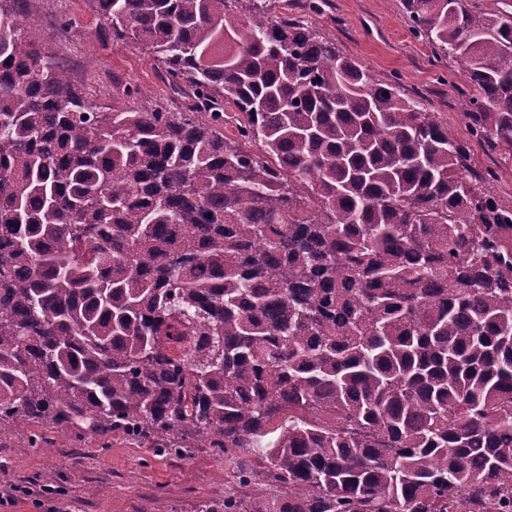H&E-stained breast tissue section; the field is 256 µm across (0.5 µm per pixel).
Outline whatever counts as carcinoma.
Segmentation results:
<instances>
[{
	"label": "carcinoma",
	"instance_id": "1",
	"mask_svg": "<svg viewBox=\"0 0 512 512\" xmlns=\"http://www.w3.org/2000/svg\"><path fill=\"white\" fill-rule=\"evenodd\" d=\"M0 0V427L220 448L198 512H512V209L274 0H93L183 111L104 112ZM512 151V11L403 0ZM240 112L238 139L224 112Z\"/></svg>",
	"mask_w": 512,
	"mask_h": 512
}]
</instances>
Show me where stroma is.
Listing matches in <instances>:
<instances>
[{"mask_svg":"<svg viewBox=\"0 0 512 512\" xmlns=\"http://www.w3.org/2000/svg\"><path fill=\"white\" fill-rule=\"evenodd\" d=\"M288 12L300 13L295 0ZM303 16L374 81L398 83L466 142L469 173L494 171L485 188L512 207V152L471 138L462 116L471 86L456 62L433 61L428 42L412 33L402 0H324L320 11ZM22 20L27 36L92 102L178 108L152 54L133 40L113 43L91 0H26ZM234 486L233 469L217 448L160 456L122 434L61 433L37 423L0 434V512H195Z\"/></svg>","mask_w":512,"mask_h":512,"instance_id":"stroma-1","label":"stroma"}]
</instances>
